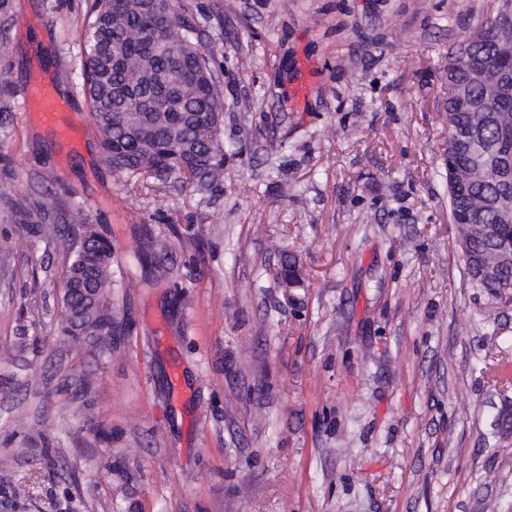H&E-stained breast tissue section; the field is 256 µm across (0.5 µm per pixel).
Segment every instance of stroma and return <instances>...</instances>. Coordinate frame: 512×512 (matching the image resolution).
<instances>
[{"instance_id": "stroma-1", "label": "stroma", "mask_w": 512, "mask_h": 512, "mask_svg": "<svg viewBox=\"0 0 512 512\" xmlns=\"http://www.w3.org/2000/svg\"><path fill=\"white\" fill-rule=\"evenodd\" d=\"M459 1L182 0L224 90L205 207L103 163L93 0H8L0 193L111 242L123 334L62 342L63 253L0 203V512H512V297L467 276L442 157L448 49L493 0ZM37 66L75 145L28 118Z\"/></svg>"}]
</instances>
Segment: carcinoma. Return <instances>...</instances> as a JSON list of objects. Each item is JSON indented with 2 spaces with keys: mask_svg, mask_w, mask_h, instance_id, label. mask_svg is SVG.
Listing matches in <instances>:
<instances>
[{
  "mask_svg": "<svg viewBox=\"0 0 512 512\" xmlns=\"http://www.w3.org/2000/svg\"><path fill=\"white\" fill-rule=\"evenodd\" d=\"M158 30L173 51L150 50L131 39L137 28ZM196 26L179 12L178 0H155L148 9L140 0H95L92 20L82 42V92L101 137L103 161L116 175L146 172L162 183H174L205 200L224 188V141L208 132L223 121L224 93L207 52L195 38ZM475 40L448 50L446 76L475 104L461 112L448 99L450 135L444 148L448 202L457 235L468 243L465 269L471 280L491 294L504 296L512 284V262L498 266L495 277L483 269L503 253L512 254V92L496 98L469 73L489 67L512 74V30L492 19ZM123 65L112 63V54ZM142 72V87L133 99L124 92V69ZM180 85L178 100L165 89ZM17 225L28 235L56 232L65 257V287L89 288L86 305L74 298L80 322L64 320L60 335L67 342L91 338L105 349L121 331L112 313V243L91 225L55 231L74 223L65 204L40 195L4 198Z\"/></svg>",
  "mask_w": 512,
  "mask_h": 512,
  "instance_id": "cac0c4a2",
  "label": "carcinoma"
}]
</instances>
